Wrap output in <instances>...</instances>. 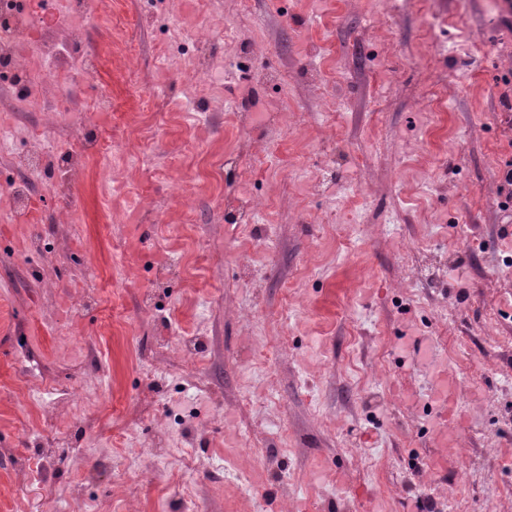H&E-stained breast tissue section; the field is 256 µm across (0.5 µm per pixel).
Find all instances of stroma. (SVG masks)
I'll return each mask as SVG.
<instances>
[{"label": "stroma", "mask_w": 512, "mask_h": 512, "mask_svg": "<svg viewBox=\"0 0 512 512\" xmlns=\"http://www.w3.org/2000/svg\"><path fill=\"white\" fill-rule=\"evenodd\" d=\"M199 2L174 10L223 34L197 91L204 123L150 110L130 84L133 66L175 102L192 75L149 0H112L86 20L102 64L60 92L56 130L111 139L110 157L88 152L65 194L35 190L31 221H12L0 190V512H129L132 486L138 512H173L184 453L199 464L196 512H346L363 488L367 512H446L423 487L436 372L414 364L416 334L457 379L448 431L468 444L439 485L469 471L476 512H512L501 0ZM99 89L112 111H75ZM109 162L127 197L105 193ZM249 199L265 204L252 224L234 207ZM66 206L73 223H56ZM182 336L197 341L194 364L168 355ZM160 417L164 450L144 454ZM56 429L70 443L52 451V487L21 489L15 455ZM229 448L238 469H264L254 495L225 485Z\"/></svg>", "instance_id": "stroma-1"}]
</instances>
